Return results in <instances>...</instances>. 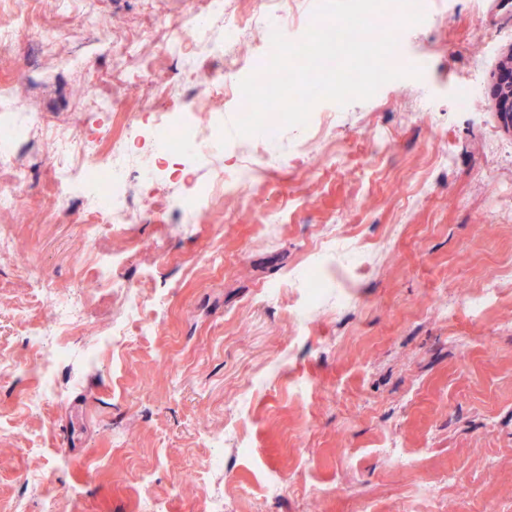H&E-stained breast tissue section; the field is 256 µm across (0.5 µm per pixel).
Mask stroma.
<instances>
[{
	"instance_id": "1",
	"label": "stroma",
	"mask_w": 512,
	"mask_h": 512,
	"mask_svg": "<svg viewBox=\"0 0 512 512\" xmlns=\"http://www.w3.org/2000/svg\"><path fill=\"white\" fill-rule=\"evenodd\" d=\"M201 0H38L29 24L48 21L45 41L0 49V83L26 88L52 120L70 121L71 87L112 72L120 44L89 53L94 21L134 33L150 13L192 22ZM436 19L409 29L404 54L422 57L436 114L421 89L383 87L373 100L335 111L331 138L349 145L346 172L303 175L286 151L300 133L284 129L285 152L249 206L220 199L198 224L173 212L89 243L79 207L42 223L50 193L44 142L27 149V223L11 225L28 278L0 259V302L28 307L24 323L0 332L14 364L0 378V504L43 512H141L144 498L167 512H205L212 491L228 512H512V161L496 142L512 140L493 105L505 50H512V0H439ZM60 53L82 58L60 76ZM485 64L473 70L472 58ZM478 89L472 112L450 95L460 79ZM387 129L392 150L371 167L361 198L352 172L370 154L366 132ZM453 161L435 162L443 145ZM301 209L270 234L256 229L288 195ZM359 241L373 248L362 273L342 266ZM127 254L119 270L144 296L162 293L152 335L131 339L120 363L98 356L79 369L60 364L62 398L31 407L28 332L47 317L33 291L50 281L62 294L90 250ZM317 262L328 276L312 327L295 333L304 299L292 282ZM495 294L481 317L458 309L442 322L433 301L460 292ZM237 418L220 469L210 441L223 436L226 406ZM413 456L394 466L389 448Z\"/></svg>"
}]
</instances>
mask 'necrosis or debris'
Instances as JSON below:
<instances>
[{"instance_id":"4bbe7bcc","label":"necrosis or debris","mask_w":512,"mask_h":512,"mask_svg":"<svg viewBox=\"0 0 512 512\" xmlns=\"http://www.w3.org/2000/svg\"><path fill=\"white\" fill-rule=\"evenodd\" d=\"M295 3L250 0L247 7L234 9L226 0H205L194 30L174 18H147L126 45L140 55L139 68L147 77L150 99L164 102L165 108L149 110L143 116L127 114L122 131L116 135L106 130L100 137L91 138L74 124H51L45 113L23 104L19 87L0 88V171L9 173L0 181V214H10L14 223H26L29 174L17 158L34 135L45 131L50 134L46 155L52 181L50 201L42 216L45 222H53L60 210L80 202L92 218L83 227L90 242H97L107 226L140 223L138 206L142 203L154 210L176 212L186 223L197 224L211 211L217 197L248 201L250 187L266 179L268 165L278 151L279 118L270 115L266 133L245 137L240 147L241 164L235 169L225 168L218 150L222 130L212 118L221 113L225 103H235L242 113L247 106L237 68L230 66L206 77L202 64L232 55L254 38L262 51H269L272 31L297 21ZM209 25L221 29L220 38L203 35V27ZM178 84L195 91V107L175 106L173 88ZM332 121V113L311 111L305 125L307 137L293 149L294 161L309 164L317 157L335 163L343 160L342 150L329 142ZM165 155L208 160L213 165L211 181L197 185L194 174L189 173L180 181L178 192L162 190L161 158ZM120 261L117 255H100L92 264L94 287L110 290L121 311L105 330L92 337L86 351L90 361L102 349H119L128 337L153 332V321L146 314L148 301L141 290L112 272ZM42 300L49 321L31 331L38 387L30 401L36 405L58 399L54 368L69 355L67 336L88 321L81 297H63L56 289L47 288Z\"/></svg>"}]
</instances>
